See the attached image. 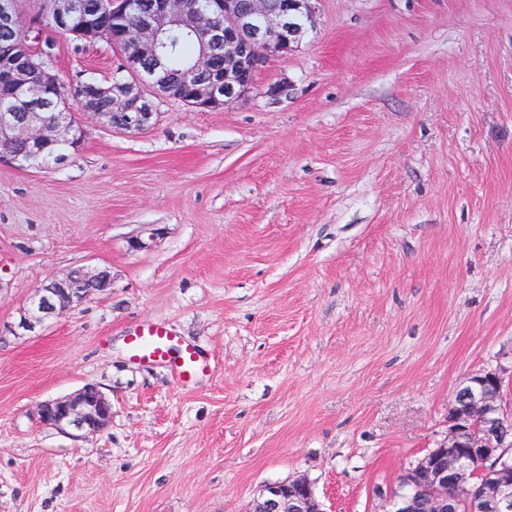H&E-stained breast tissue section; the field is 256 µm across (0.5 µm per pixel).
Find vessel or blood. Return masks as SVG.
Wrapping results in <instances>:
<instances>
[{
	"label": "vessel or blood",
	"mask_w": 512,
	"mask_h": 512,
	"mask_svg": "<svg viewBox=\"0 0 512 512\" xmlns=\"http://www.w3.org/2000/svg\"><path fill=\"white\" fill-rule=\"evenodd\" d=\"M132 358L138 363H164L181 380L189 381L205 371L207 363L200 351L185 343L169 327L149 324L131 336Z\"/></svg>",
	"instance_id": "vessel-or-blood-1"
}]
</instances>
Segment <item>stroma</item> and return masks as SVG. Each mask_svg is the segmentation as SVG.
<instances>
[{"label": "stroma", "mask_w": 512, "mask_h": 512, "mask_svg": "<svg viewBox=\"0 0 512 512\" xmlns=\"http://www.w3.org/2000/svg\"><path fill=\"white\" fill-rule=\"evenodd\" d=\"M117 64L56 40L63 78ZM82 124L64 166L0 163V512H250L297 478L380 512L460 382L512 376V0H317L242 99ZM77 266L111 290L20 333ZM145 323L210 372L135 363ZM87 383L103 432L40 422Z\"/></svg>", "instance_id": "obj_1"}]
</instances>
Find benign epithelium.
<instances>
[{"mask_svg":"<svg viewBox=\"0 0 512 512\" xmlns=\"http://www.w3.org/2000/svg\"><path fill=\"white\" fill-rule=\"evenodd\" d=\"M314 0H47L30 11L26 28L74 31L80 47L101 42L106 32L98 19L138 23L135 49L121 52L115 73L122 78L101 88L112 112H98L88 100L79 112L55 107L46 90L57 79L52 52L41 45L20 51L0 45V99L16 104L19 113L0 114V145H18L20 152L0 151L21 167L40 168V159L62 140L78 149L85 131L77 114L127 133L151 130L168 100L200 110L218 108L247 95L272 57L295 51L314 21ZM20 25L16 0H0V30L13 34ZM195 36V67L211 69L205 81L185 75L184 93L170 81L162 36L170 31ZM112 284L105 268L80 267L51 276L24 309L18 327L33 332L46 320L80 305L93 287ZM497 371L465 378L448 405V433L436 446L405 468L398 490L380 512H512V403ZM43 424L72 430L83 437L101 432L112 420V401L94 384L40 405ZM251 512H326L311 484L303 479L264 486Z\"/></svg>","mask_w":512,"mask_h":512,"instance_id":"obj_1","label":"benign epithelium"}]
</instances>
